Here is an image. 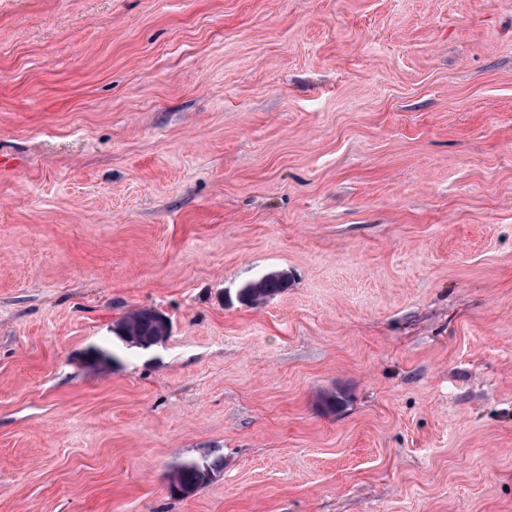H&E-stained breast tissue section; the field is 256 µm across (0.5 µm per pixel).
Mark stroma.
I'll list each match as a JSON object with an SVG mask.
<instances>
[{"instance_id":"obj_1","label":"stroma","mask_w":512,"mask_h":512,"mask_svg":"<svg viewBox=\"0 0 512 512\" xmlns=\"http://www.w3.org/2000/svg\"><path fill=\"white\" fill-rule=\"evenodd\" d=\"M0 512H512V0H0ZM292 277L289 278H270L263 280L255 288H245L249 292L252 300L245 305H254L265 302L276 295L281 294L291 286ZM152 308H141L129 313L121 322H119L114 329L116 336L119 337L128 345H133L140 342H151L156 335L158 328V317H161L158 335L154 338L152 345H157L163 342L169 334V323L165 317ZM129 327L134 331V335L138 336L137 339L130 335L124 334L126 328ZM121 341V342H122ZM123 343V342H122ZM223 466L222 458H202L201 460H187L173 466L170 473V489L173 495L182 490L194 493L205 485L210 477Z\"/></svg>"}]
</instances>
